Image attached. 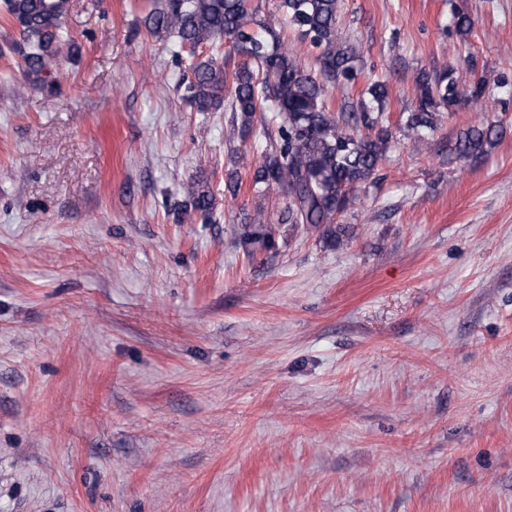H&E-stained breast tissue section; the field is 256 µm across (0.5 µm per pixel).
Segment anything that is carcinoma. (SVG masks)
Listing matches in <instances>:
<instances>
[{
  "label": "carcinoma",
  "mask_w": 512,
  "mask_h": 512,
  "mask_svg": "<svg viewBox=\"0 0 512 512\" xmlns=\"http://www.w3.org/2000/svg\"><path fill=\"white\" fill-rule=\"evenodd\" d=\"M69 0H5L6 16L17 23L26 48L21 51L23 75L35 88H59L53 67L63 57L62 21ZM340 0H279L278 10L291 29L314 52L312 65L301 63L288 48V38L266 19L252 0H161L146 17L151 34L176 35L196 50L224 37L240 60L219 63L197 57L186 98L198 112L229 104L233 133L242 141L254 131L268 139V152L254 172V185L266 190L288 189V221L320 231L330 247H340L353 234L336 219L361 186L373 181L381 161L401 128L434 129L438 116L455 110L460 99L457 69L421 71L414 79L415 107L392 122L388 86L368 78L350 107L333 110L327 94L332 86L344 95L360 84L364 69L361 49L339 33ZM469 96L491 98L486 80L469 60ZM278 120L271 128L265 113ZM497 131L484 120L457 136L459 159L478 157L495 144ZM190 206L203 222L214 210L213 196L190 182L185 187ZM272 245L258 224L244 238L248 249Z\"/></svg>",
  "instance_id": "1"
}]
</instances>
